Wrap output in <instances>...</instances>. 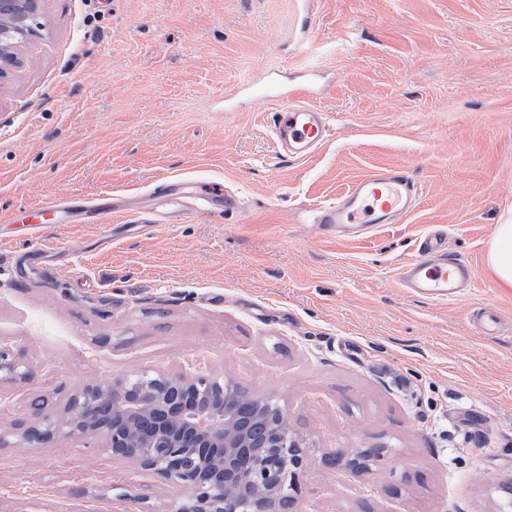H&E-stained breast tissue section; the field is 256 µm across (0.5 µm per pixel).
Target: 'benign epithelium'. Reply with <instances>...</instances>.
<instances>
[{"label":"benign epithelium","instance_id":"benign-epithelium-1","mask_svg":"<svg viewBox=\"0 0 512 512\" xmlns=\"http://www.w3.org/2000/svg\"><path fill=\"white\" fill-rule=\"evenodd\" d=\"M40 0H0V79L18 65L14 48L32 32ZM34 369L20 350L0 347V380L32 381ZM237 385L207 373L151 369L86 387L70 397L64 412L54 394L26 417L0 426V449L29 447L62 437L96 438L116 458L136 461L166 481L185 488L180 512H284L281 484L298 488L305 464L287 413L275 409L274 427L261 442L252 420L235 414Z\"/></svg>","mask_w":512,"mask_h":512}]
</instances>
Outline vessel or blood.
<instances>
[{"mask_svg":"<svg viewBox=\"0 0 512 512\" xmlns=\"http://www.w3.org/2000/svg\"><path fill=\"white\" fill-rule=\"evenodd\" d=\"M275 102L270 131L274 143L289 156H309L332 136L326 113L304 103L300 90L280 91ZM419 201V190L405 170L378 167L354 181L336 202L316 208L313 221L353 237L367 225L402 223ZM397 276L404 287L431 301L453 300L463 285L474 281L470 264L449 260L438 232L421 238L416 255L398 268Z\"/></svg>","mask_w":512,"mask_h":512,"instance_id":"1","label":"vessel or blood"}]
</instances>
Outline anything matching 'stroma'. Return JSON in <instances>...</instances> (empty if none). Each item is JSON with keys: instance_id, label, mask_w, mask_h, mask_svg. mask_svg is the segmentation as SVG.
Segmentation results:
<instances>
[{"instance_id": "35a3bbf8", "label": "stroma", "mask_w": 512, "mask_h": 512, "mask_svg": "<svg viewBox=\"0 0 512 512\" xmlns=\"http://www.w3.org/2000/svg\"><path fill=\"white\" fill-rule=\"evenodd\" d=\"M38 21L0 81V207L122 214L0 224V345L36 372L0 383V414L144 369L218 374L287 411L306 459L288 512H500L512 288L486 260L512 212V0H41ZM275 73L337 120L312 156L278 149L272 102L245 91ZM381 165L421 189L405 222L305 223ZM161 176L242 207L168 223ZM432 227L474 269L453 301L396 280ZM478 307L497 333H477ZM354 448L369 470L336 465ZM184 495L83 438L0 450V512H176Z\"/></svg>"}]
</instances>
